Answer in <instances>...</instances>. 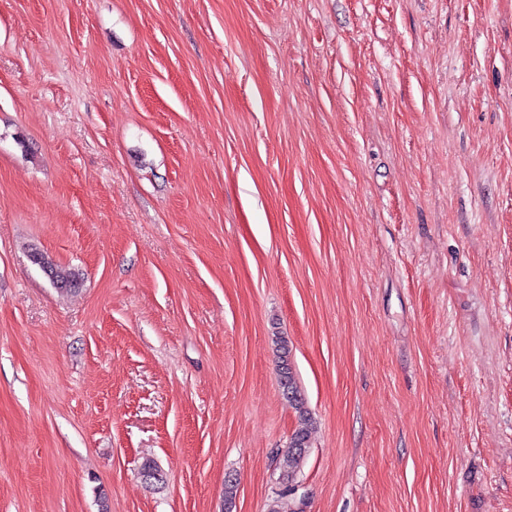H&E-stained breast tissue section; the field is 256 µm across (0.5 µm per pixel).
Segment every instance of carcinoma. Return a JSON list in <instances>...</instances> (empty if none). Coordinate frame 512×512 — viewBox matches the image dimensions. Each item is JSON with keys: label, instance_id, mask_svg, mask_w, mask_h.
Instances as JSON below:
<instances>
[{"label": "carcinoma", "instance_id": "carcinoma-1", "mask_svg": "<svg viewBox=\"0 0 512 512\" xmlns=\"http://www.w3.org/2000/svg\"><path fill=\"white\" fill-rule=\"evenodd\" d=\"M33 257L48 266L53 278L61 284L62 291L68 293L75 290L77 279L74 272L53 263L38 252L33 253ZM274 344L280 375L288 377V387L282 388V395L289 406L294 409L297 417V426L291 435L287 450L283 453L279 461L282 489L278 497L283 499L293 496V480L296 479L297 473L310 448L312 417L306 406L305 398L292 373L290 365L291 350L288 345V340L283 336H277L274 339Z\"/></svg>", "mask_w": 512, "mask_h": 512}]
</instances>
